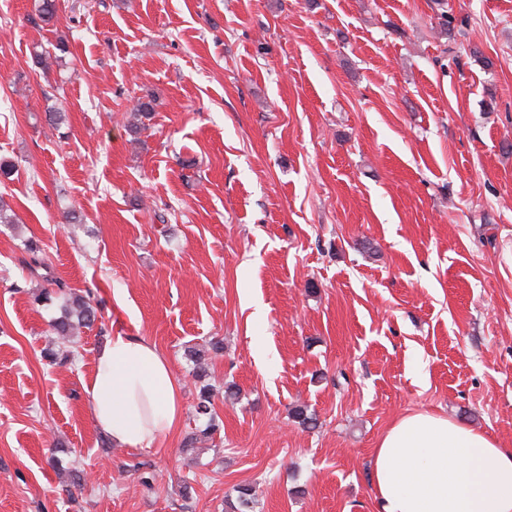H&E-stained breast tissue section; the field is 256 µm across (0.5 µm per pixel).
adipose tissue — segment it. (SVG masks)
I'll return each mask as SVG.
<instances>
[{
	"mask_svg": "<svg viewBox=\"0 0 512 512\" xmlns=\"http://www.w3.org/2000/svg\"><path fill=\"white\" fill-rule=\"evenodd\" d=\"M86 390L119 448L150 447L181 417L168 358L138 336H110ZM371 485L379 512H512V448L445 417L405 415L373 451Z\"/></svg>",
	"mask_w": 512,
	"mask_h": 512,
	"instance_id": "adipose-tissue-1",
	"label": "adipose tissue"
}]
</instances>
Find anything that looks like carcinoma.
<instances>
[{"mask_svg": "<svg viewBox=\"0 0 512 512\" xmlns=\"http://www.w3.org/2000/svg\"><path fill=\"white\" fill-rule=\"evenodd\" d=\"M29 259L26 261L27 268L32 275L44 271L42 278L54 284V287L45 288L36 297L42 303H50L55 299L62 300L61 315L52 324V330L59 336H73L80 328H90L99 320L98 309L94 306V298L91 291L85 294H77L65 289V285L53 278L50 266L46 261L42 250L36 242L30 240L25 245ZM214 385L207 383L199 387L195 406L196 413L206 418L204 428L198 430V435L189 438V443H194L197 436L207 437L217 431L216 416L214 407ZM292 418L304 428L313 429L317 427V418L308 411L305 406H297L292 411ZM236 503L229 505V508L237 512H252L256 503V487L252 484H242L234 488Z\"/></svg>", "mask_w": 512, "mask_h": 512, "instance_id": "cac0c4a2", "label": "carcinoma"}]
</instances>
